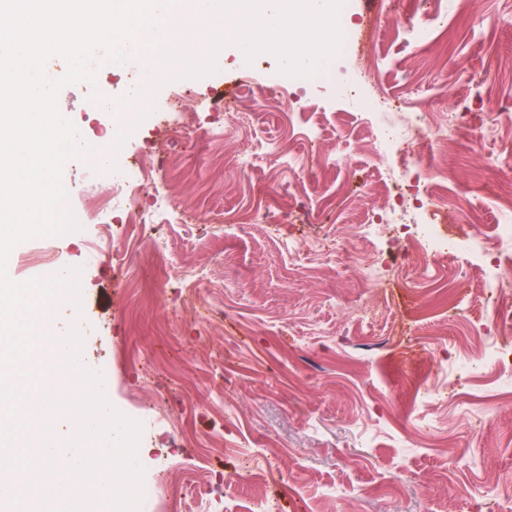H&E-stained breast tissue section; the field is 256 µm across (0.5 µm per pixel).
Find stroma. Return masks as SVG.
<instances>
[{"mask_svg": "<svg viewBox=\"0 0 512 512\" xmlns=\"http://www.w3.org/2000/svg\"><path fill=\"white\" fill-rule=\"evenodd\" d=\"M421 9L443 19L426 46L390 24L389 0H346L352 26L368 18L377 31L378 65L354 97L325 83L274 93L276 59L259 55L248 70L234 45L221 49L215 74L164 85L117 162L154 153L155 199L166 208L143 205L169 243L165 261L127 249L142 225L107 241L88 202L111 183L82 159L62 172L79 231L11 251L6 273L17 283L48 263L80 268L83 364L111 357L106 395L127 416L158 405L162 419L138 449L157 512H460V486L512 492V406L414 405L485 315L475 270L458 259L405 279L398 254L372 289L358 268L338 272L319 252L325 237H354L382 203L383 172L397 166L375 155L363 113L372 96L431 124L484 123L481 145L455 137L428 155L431 213L448 235L476 219L491 236L502 221L496 201L512 193V172L486 157L512 144V0L404 2L408 15ZM140 76L136 65L100 71L63 87L58 107L85 138L111 141L91 95L132 97ZM219 88L233 102L222 117L204 107ZM177 100L192 125L182 126ZM246 153L243 173L235 159ZM257 209L264 222L245 220ZM185 270L197 281H184ZM170 431L183 434L173 448L163 441ZM454 453L467 465L453 466ZM247 466L260 484L227 502L225 473ZM401 466L413 480L388 488Z\"/></svg>", "mask_w": 512, "mask_h": 512, "instance_id": "1", "label": "stroma"}]
</instances>
